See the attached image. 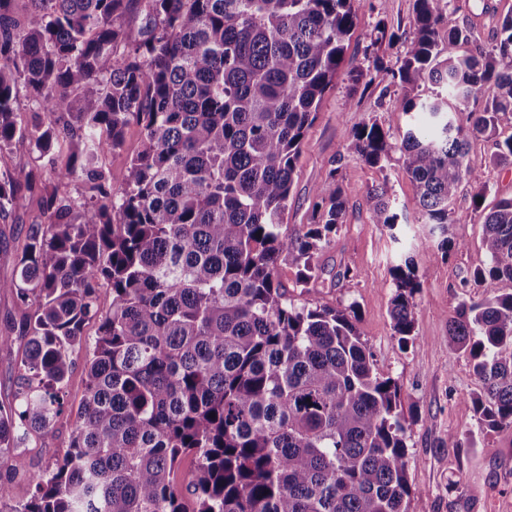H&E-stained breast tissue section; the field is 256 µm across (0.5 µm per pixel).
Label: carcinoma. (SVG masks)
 I'll list each match as a JSON object with an SVG mask.
<instances>
[{
  "instance_id": "obj_1",
  "label": "carcinoma",
  "mask_w": 512,
  "mask_h": 512,
  "mask_svg": "<svg viewBox=\"0 0 512 512\" xmlns=\"http://www.w3.org/2000/svg\"><path fill=\"white\" fill-rule=\"evenodd\" d=\"M0 0V151L28 141L48 155L74 144L57 172L100 199L45 198L0 278L20 311L17 386L0 402V500L17 478L33 496L14 512H407L406 420L395 380L374 371L354 306L299 305L277 278L293 263L305 288L345 223L340 170L317 189L310 223L283 229L305 133L336 86L365 0ZM452 0H414L415 36L388 74L421 123L394 134L375 119L350 130L339 160L382 168L398 150L432 231L448 226L459 186L481 182L472 135L512 125V15L488 45L473 21L450 24ZM144 7L137 32L130 14ZM463 48L448 55L445 46ZM123 51H118V48ZM45 121L28 131L18 86ZM496 94L472 107L486 88ZM142 126L124 187L104 190L99 155ZM491 161L512 165V136ZM33 170L0 175V214L34 189ZM374 223L398 239L399 214L376 187ZM484 267L508 288L463 299L448 345L481 383V424L512 429V198L482 215ZM426 268L390 269V317L416 342L414 302ZM112 288L98 316L100 282ZM100 317L84 355L86 321ZM83 362L86 395L70 449L32 472L18 451L64 412L62 388ZM195 466L186 484L174 474Z\"/></svg>"
}]
</instances>
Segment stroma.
Listing matches in <instances>:
<instances>
[{
	"instance_id": "1",
	"label": "stroma",
	"mask_w": 512,
	"mask_h": 512,
	"mask_svg": "<svg viewBox=\"0 0 512 512\" xmlns=\"http://www.w3.org/2000/svg\"><path fill=\"white\" fill-rule=\"evenodd\" d=\"M512 14V0H453L449 20L460 24L476 20L482 40L492 42L499 19ZM414 0H367L359 10L353 35L347 40L342 78L329 90L308 129L294 172V184L285 222L289 227L309 223L316 190L335 160H342V186L347 201L346 222L331 247L319 259L321 277L309 288L297 287V270L281 263L279 281L298 304L355 305L356 328L374 355V367L400 388V408L407 415L408 480L412 489L408 512H512V431L482 428L472 403L481 384L466 354L451 352L448 323L461 299L493 297L502 282L474 281V271L487 261L482 247L481 213L499 199L512 197V165L491 164L492 139L470 140V156L481 163V186L462 184L454 201L457 224L449 235L456 242L451 257L437 244L439 234L426 224L416 189L399 158L385 168L354 159H341L346 134L364 119H376L391 132L404 130L414 120L397 101L402 89L386 75L395 68L412 40ZM394 32L393 40L372 43L377 22ZM382 59L384 70H369L368 89L350 91L346 71L365 65L367 58ZM140 125L130 124L121 149L100 155L99 164L110 190H120L129 161L142 148ZM72 151L69 140L55 144L52 158L32 151L28 144L0 152V173L18 164L32 168L40 190L23 197L0 216V277L13 273V260L35 224L44 223L42 198L59 192L74 203L87 202L90 193L80 180L59 182L55 172L64 168ZM386 187L393 206L404 216V236L393 241L382 225L373 223L365 205L368 192ZM414 255L426 264L427 275L414 297L417 341L405 347L395 336L389 315L395 288L389 269L401 256ZM85 391V374L75 368L64 388L66 415L43 436H31L24 450L32 471L52 468L69 449L76 411ZM467 439L468 447L452 448L449 434Z\"/></svg>"
}]
</instances>
